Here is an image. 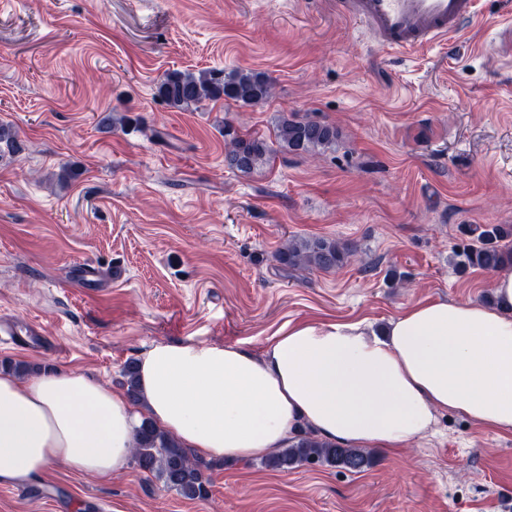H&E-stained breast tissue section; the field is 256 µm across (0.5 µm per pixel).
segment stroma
I'll return each instance as SVG.
<instances>
[{
  "instance_id": "1",
  "label": "stroma",
  "mask_w": 512,
  "mask_h": 512,
  "mask_svg": "<svg viewBox=\"0 0 512 512\" xmlns=\"http://www.w3.org/2000/svg\"><path fill=\"white\" fill-rule=\"evenodd\" d=\"M477 8L455 50L396 57L336 0H0V316L56 343L0 361L117 390L161 342L259 356L290 323L378 333L421 301H489L492 274L457 269L459 227L512 224V68L493 42L512 0ZM172 70L265 72L273 94L176 109L156 94ZM283 112L334 123L338 143L249 175L225 165V127L270 141ZM296 235L357 251L290 271L274 254ZM78 262L127 275L64 287ZM374 454L357 473L215 456L205 500L132 464L101 480L57 463L0 485V512H512V432L441 412L434 433Z\"/></svg>"
}]
</instances>
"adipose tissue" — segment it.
Listing matches in <instances>:
<instances>
[{
	"mask_svg": "<svg viewBox=\"0 0 512 512\" xmlns=\"http://www.w3.org/2000/svg\"><path fill=\"white\" fill-rule=\"evenodd\" d=\"M494 300L421 301L385 339L362 324L296 322L256 358L233 345L158 343L138 362L139 403L85 375L0 371V484L53 464L110 478L152 418L199 455L262 459L299 425L361 448L400 450L433 431L437 412L512 431V269Z\"/></svg>",
	"mask_w": 512,
	"mask_h": 512,
	"instance_id": "1",
	"label": "adipose tissue"
}]
</instances>
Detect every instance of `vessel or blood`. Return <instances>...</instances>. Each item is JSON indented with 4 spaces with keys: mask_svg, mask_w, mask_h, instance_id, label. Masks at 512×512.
Returning a JSON list of instances; mask_svg holds the SVG:
<instances>
[{
    "mask_svg": "<svg viewBox=\"0 0 512 512\" xmlns=\"http://www.w3.org/2000/svg\"><path fill=\"white\" fill-rule=\"evenodd\" d=\"M338 14L365 28L386 50L408 54L450 41L475 16V0H336ZM497 56L512 62V17L497 24ZM77 284L97 287L101 276L119 280L125 272L116 267L101 273L94 264L76 268Z\"/></svg>",
    "mask_w": 512,
    "mask_h": 512,
    "instance_id": "vessel-or-blood-1",
    "label": "vessel or blood"
}]
</instances>
